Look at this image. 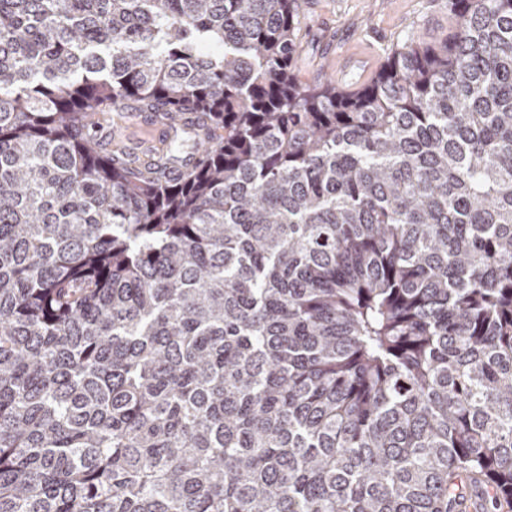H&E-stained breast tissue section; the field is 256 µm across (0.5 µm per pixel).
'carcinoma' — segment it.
I'll use <instances>...</instances> for the list:
<instances>
[{
  "label": "carcinoma",
  "instance_id": "carcinoma-1",
  "mask_svg": "<svg viewBox=\"0 0 512 512\" xmlns=\"http://www.w3.org/2000/svg\"><path fill=\"white\" fill-rule=\"evenodd\" d=\"M300 9L0 0V512L512 507V0L354 91ZM110 128L118 134L126 133L127 138L134 137L141 132L142 119L141 112H127L126 109L112 110ZM169 130V121L156 116L152 123L145 125L144 138L143 141L139 143L140 147L146 150L152 149L155 145L160 143V140L168 136Z\"/></svg>",
  "mask_w": 512,
  "mask_h": 512
}]
</instances>
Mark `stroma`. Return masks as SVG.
Segmentation results:
<instances>
[{
  "label": "stroma",
  "instance_id": "stroma-1",
  "mask_svg": "<svg viewBox=\"0 0 512 512\" xmlns=\"http://www.w3.org/2000/svg\"><path fill=\"white\" fill-rule=\"evenodd\" d=\"M453 25L448 0H303L295 74L312 85L341 73L358 87L397 43L432 42Z\"/></svg>",
  "mask_w": 512,
  "mask_h": 512
}]
</instances>
